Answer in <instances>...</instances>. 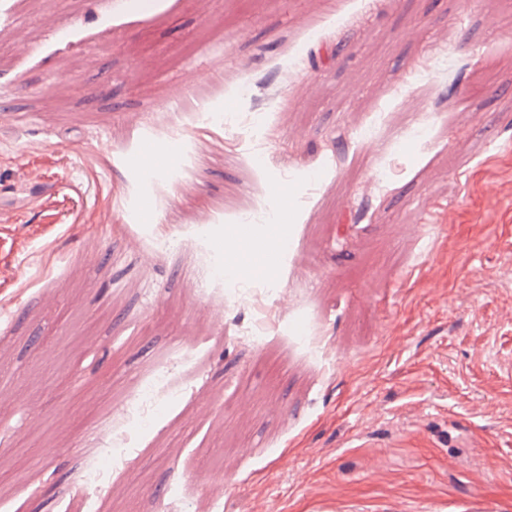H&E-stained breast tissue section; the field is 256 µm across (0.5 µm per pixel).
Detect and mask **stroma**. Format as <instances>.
Returning a JSON list of instances; mask_svg holds the SVG:
<instances>
[{"mask_svg": "<svg viewBox=\"0 0 512 512\" xmlns=\"http://www.w3.org/2000/svg\"><path fill=\"white\" fill-rule=\"evenodd\" d=\"M244 209L294 265L223 277ZM1 383L0 512H512V0H0ZM182 153L181 142L173 141L168 148L167 154L151 156L149 158V165L155 173L162 174L178 165Z\"/></svg>", "mask_w": 512, "mask_h": 512, "instance_id": "35a3bbf8", "label": "stroma"}]
</instances>
